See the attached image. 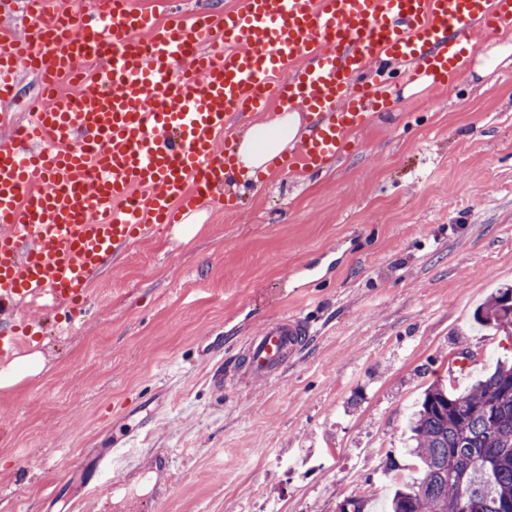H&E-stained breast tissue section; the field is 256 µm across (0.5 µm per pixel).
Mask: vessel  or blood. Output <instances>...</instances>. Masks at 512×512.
Listing matches in <instances>:
<instances>
[{"label": "vessel or blood", "mask_w": 512, "mask_h": 512, "mask_svg": "<svg viewBox=\"0 0 512 512\" xmlns=\"http://www.w3.org/2000/svg\"><path fill=\"white\" fill-rule=\"evenodd\" d=\"M25 30L0 46V100L38 72L41 106L0 146V358L32 335L22 309L48 299L82 312L93 275L209 201L232 211L243 119L271 104L303 114L276 161L310 172L341 161L351 134L397 100L389 77L447 88L476 36L512 30V0H236L220 19L156 23L131 0H92L81 16L19 0ZM224 42L229 53L209 50ZM313 335L304 318L261 325L238 365L211 384L271 379ZM132 461L103 449L85 481L87 512H143L119 496Z\"/></svg>", "instance_id": "1"}]
</instances>
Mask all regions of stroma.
<instances>
[{
  "label": "stroma",
  "mask_w": 512,
  "mask_h": 512,
  "mask_svg": "<svg viewBox=\"0 0 512 512\" xmlns=\"http://www.w3.org/2000/svg\"><path fill=\"white\" fill-rule=\"evenodd\" d=\"M350 141L324 169L269 171L237 211L198 205L189 243L162 225L72 323L30 311L47 369L0 390V512H76V460L128 444L125 489L146 512H336L415 477L418 394L512 355L470 328L512 284V64L399 96ZM285 311L317 329L304 355L215 392L230 339ZM390 451L401 472L384 471Z\"/></svg>",
  "instance_id": "obj_1"
}]
</instances>
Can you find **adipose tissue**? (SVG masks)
Instances as JSON below:
<instances>
[{
  "label": "adipose tissue",
  "instance_id": "ef3b65f1",
  "mask_svg": "<svg viewBox=\"0 0 512 512\" xmlns=\"http://www.w3.org/2000/svg\"><path fill=\"white\" fill-rule=\"evenodd\" d=\"M299 115L282 113L274 122L251 126L242 136L238 148V170L242 179L255 178L266 171L269 163L299 136Z\"/></svg>",
  "mask_w": 512,
  "mask_h": 512
}]
</instances>
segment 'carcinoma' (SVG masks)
<instances>
[{
  "mask_svg": "<svg viewBox=\"0 0 512 512\" xmlns=\"http://www.w3.org/2000/svg\"><path fill=\"white\" fill-rule=\"evenodd\" d=\"M475 320L512 331V286L497 289ZM409 429L420 475L385 497V512H460L462 489L481 512H499L498 503L512 500V363L496 362L464 391L429 386Z\"/></svg>",
  "mask_w": 512,
  "mask_h": 512,
  "instance_id": "carcinoma-1",
  "label": "carcinoma"
}]
</instances>
